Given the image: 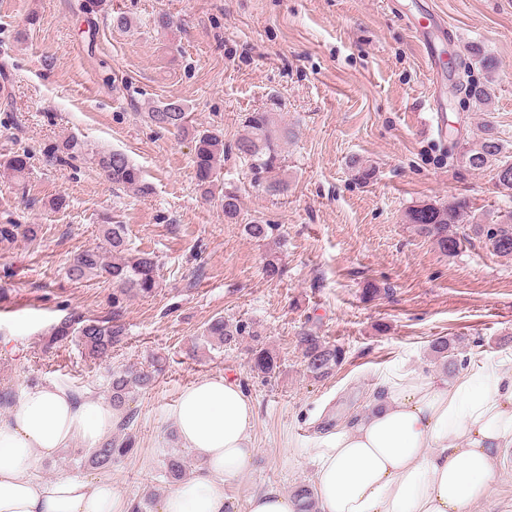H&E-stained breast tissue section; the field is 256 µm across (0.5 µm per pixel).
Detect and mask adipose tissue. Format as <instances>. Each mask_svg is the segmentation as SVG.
I'll use <instances>...</instances> for the list:
<instances>
[{"label": "adipose tissue", "instance_id": "adipose-tissue-1", "mask_svg": "<svg viewBox=\"0 0 512 512\" xmlns=\"http://www.w3.org/2000/svg\"><path fill=\"white\" fill-rule=\"evenodd\" d=\"M254 406L237 381L197 380L172 415L195 472L158 512H228L224 485L250 464ZM116 416L104 400L54 385L22 389L0 421V512H124L112 480L31 471L74 442L98 447ZM512 449V369L482 365L447 380L413 369L384 378L364 412L313 449L318 512H469Z\"/></svg>", "mask_w": 512, "mask_h": 512}]
</instances>
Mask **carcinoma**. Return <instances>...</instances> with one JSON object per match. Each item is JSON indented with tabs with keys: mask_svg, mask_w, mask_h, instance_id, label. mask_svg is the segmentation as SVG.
<instances>
[{
	"mask_svg": "<svg viewBox=\"0 0 512 512\" xmlns=\"http://www.w3.org/2000/svg\"><path fill=\"white\" fill-rule=\"evenodd\" d=\"M470 55L481 70L492 73L498 68L494 56L474 45ZM464 93L478 108L488 107L491 95L488 87L480 82H470L464 87ZM145 118L160 130H176L192 135L194 142L193 163L198 189L205 197L213 196L214 175L224 162V140L212 131H192L188 124L187 107L170 101L152 106ZM291 132L286 126L276 124L274 112L270 110L249 113L246 134L236 141L239 154L251 159L255 174L272 173L283 168L280 144L288 142ZM47 154L53 160L65 163L86 154L84 143L71 138L47 148ZM466 164L473 170H481L495 161V178L498 186L512 191V161L503 155V145L494 127L485 124L479 140L463 152ZM93 164L112 185L147 195L150 186L144 181L142 171L120 151L100 152L91 157ZM4 173L16 180H23L30 171V157L27 153H15L3 162ZM224 216L235 220L240 214L238 196L226 192L221 198ZM470 213L469 202L464 198L435 205L422 202L412 206L406 213L407 223L414 226L417 233L432 240L438 250L448 256L458 252L460 239L456 224ZM473 232L483 235L493 250L500 256H512V215L501 224H473ZM43 228L39 224H0V245L12 244L22 238L34 243L41 238ZM273 231V225L252 221L244 225L249 239L262 242ZM103 245L84 249L74 254L67 266L68 277L76 282L88 281L102 275L112 279V316L108 319H75L68 316L54 326L51 341H74L85 355L94 360L104 361L111 358L112 349L119 345L125 336L124 314L127 302L135 296L149 297L159 287L156 278L157 260L148 252L136 255L129 253V241L126 225L117 221H106L101 225ZM245 335L257 336L251 326L241 321H230L219 316L204 328L203 342L206 344L230 347ZM299 344L309 375L315 380L331 376L342 365L346 351L330 344L309 331L300 333ZM431 350L443 361L448 373L455 372L457 359V340L440 336L431 343ZM277 356L265 347L252 350V370L271 376L276 372ZM159 371V360L149 366L129 365L112 369L109 387V403L118 417L119 434L106 439L98 448L83 449L78 452L80 460L87 467L110 472L130 454L135 440L127 433L134 419L130 403L136 394L145 391L155 383V373ZM165 474L172 482L182 480L188 469L185 457L178 451L167 453L164 458ZM298 512H315L316 499L313 487L301 485L293 492Z\"/></svg>",
	"mask_w": 512,
	"mask_h": 512,
	"instance_id": "cac0c4a2",
	"label": "carcinoma"
}]
</instances>
